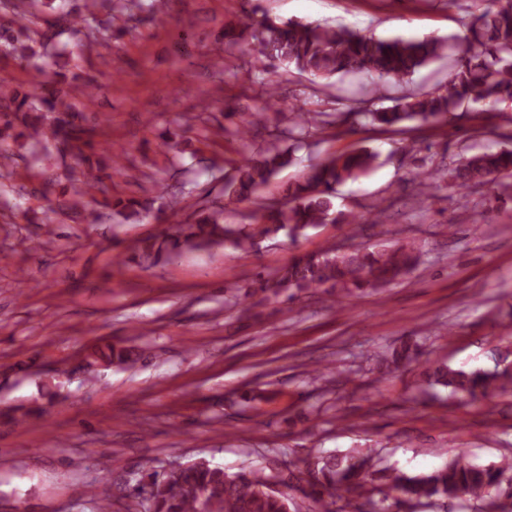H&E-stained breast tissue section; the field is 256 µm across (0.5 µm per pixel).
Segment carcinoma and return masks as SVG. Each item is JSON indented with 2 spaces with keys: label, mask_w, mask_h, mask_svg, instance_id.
<instances>
[{
  "label": "carcinoma",
  "mask_w": 512,
  "mask_h": 512,
  "mask_svg": "<svg viewBox=\"0 0 512 512\" xmlns=\"http://www.w3.org/2000/svg\"><path fill=\"white\" fill-rule=\"evenodd\" d=\"M33 0H0V9L13 14L18 30L0 25V41L8 53L27 62L35 71V81L27 89L13 86L0 77V165L13 156V145L42 146L56 141L68 144L71 158L80 165L87 160L83 140L87 129L75 124L78 113L71 103V83L57 71L58 62L47 52L50 38L30 28L27 6ZM99 0H87L85 12H65L67 30L78 45L97 41L100 21L94 12ZM466 35L460 39L456 63L448 83L433 91H412L394 98V104L376 108L373 101L382 84H401L418 70L447 54V40L427 38L380 39L347 26L300 22L258 24L239 22L224 29V40L252 59L259 74L275 69L295 70L331 84L344 74H370L378 83L365 90L361 106L346 113H309L298 107L292 125L284 132L274 124L278 113L261 105L250 119L236 125L234 135L250 150L254 126L271 124V140L250 154L224 175V199L229 204L257 201L261 189L291 162L289 147L281 146L284 134L315 135L332 125L353 117L381 131L397 129L405 122L419 125L442 118H454L465 103L480 104L486 111H497L512 102V3L496 11L470 13L465 22ZM378 153L356 149L336 154L311 165L303 176L284 190L281 200L261 203L246 215L243 224L224 223V210L200 209L193 217L176 220L154 237L138 241L135 249L145 261L157 262L166 249L200 250L213 245L229 246L248 252L266 239L286 231L297 238L306 229L321 224H357L360 217L336 210V185L356 181L375 166ZM100 174L81 183L80 193L100 194L105 203L126 221L150 218L152 203L134 198L109 200ZM512 178V149L486 148L470 156L444 161L415 173L416 195L429 197L441 186L457 191L490 186ZM422 251L413 241L366 247L350 235L344 242L329 243L316 252L295 256L272 274L259 273L241 290L239 301L246 310H256L281 298L314 291L330 295H351L366 289L386 288L416 269ZM418 347L404 345L393 350L392 363L406 364L418 359ZM101 357L114 365L131 360V350L109 342ZM496 366L491 371L464 370L446 363L426 368L433 385L450 389L463 403L512 392V351L497 350ZM281 484L290 488L303 475L313 477L309 512H335L332 505L343 500L353 512H401L407 505L428 501L456 502L458 512H470L473 503L486 501L494 512H512V459L480 465L461 452L443 467L430 473L409 475L389 468H376L369 453L352 451L331 455L301 470L288 462L278 471ZM151 482L129 495L127 512H299L283 492L270 487L272 476L261 468L229 473L205 461L182 464L160 476L149 474Z\"/></svg>",
  "instance_id": "1"
}]
</instances>
